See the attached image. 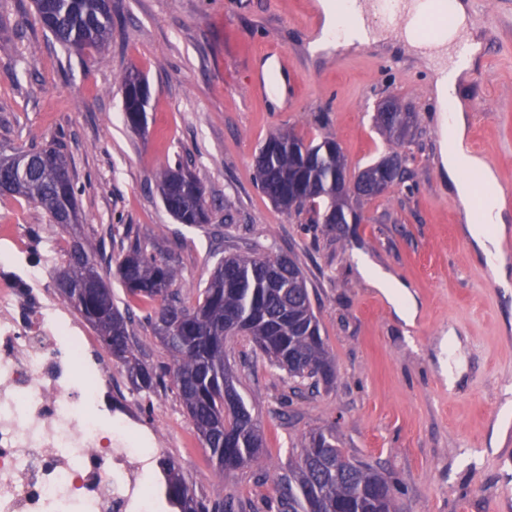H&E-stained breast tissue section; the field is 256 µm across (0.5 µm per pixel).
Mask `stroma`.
Segmentation results:
<instances>
[{
  "label": "stroma",
  "instance_id": "35a3bbf8",
  "mask_svg": "<svg viewBox=\"0 0 512 512\" xmlns=\"http://www.w3.org/2000/svg\"><path fill=\"white\" fill-rule=\"evenodd\" d=\"M314 2L112 0L110 40L77 53L44 31L32 0H0V155L60 142L88 254L105 267L129 239L162 242L180 257L186 300L220 251L285 255L302 269L334 383L298 393L248 337L224 347L264 431L265 463L220 475L176 392L151 397L146 413L198 497L276 512L274 480L297 442L330 429L347 454L385 474L401 512H512V281L494 279L449 187L431 73L397 46L314 50ZM482 2L469 14L480 50L457 94L466 135L502 191L512 188V0ZM269 48L288 58L280 107L255 91ZM132 69L150 87L141 134L124 121L121 79ZM391 94L418 115L401 149L409 176L363 202L361 223L317 224L311 208L285 213L261 193L254 157L278 131L335 138L352 170L387 154L373 116ZM177 160L201 181L210 223H178L164 207L156 175ZM2 224L35 226L47 245L71 241L23 200L0 199ZM372 269L408 289L409 312Z\"/></svg>",
  "mask_w": 512,
  "mask_h": 512
}]
</instances>
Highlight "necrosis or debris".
<instances>
[{"label":"necrosis or debris","mask_w":512,"mask_h":512,"mask_svg":"<svg viewBox=\"0 0 512 512\" xmlns=\"http://www.w3.org/2000/svg\"><path fill=\"white\" fill-rule=\"evenodd\" d=\"M0 512H160L166 443L46 283L47 256L0 236Z\"/></svg>","instance_id":"1"}]
</instances>
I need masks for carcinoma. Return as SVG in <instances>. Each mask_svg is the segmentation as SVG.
I'll use <instances>...</instances> for the list:
<instances>
[{"label": "carcinoma", "instance_id": "1", "mask_svg": "<svg viewBox=\"0 0 512 512\" xmlns=\"http://www.w3.org/2000/svg\"><path fill=\"white\" fill-rule=\"evenodd\" d=\"M41 26L62 45L82 52L103 48L112 33L111 0H34ZM144 76L122 80L124 117L139 132L145 127L150 94ZM391 112H376L378 132L400 146L414 135L417 115L390 97ZM346 158L335 139L319 142L280 131L270 135L255 157L256 179L265 196L282 211H300L324 202L322 223L346 219L347 201L336 193V175ZM158 188L168 212L181 224L211 220L202 183L182 162L164 167ZM79 188L59 144L33 145L0 157V196L40 206L52 224L73 230L81 223ZM115 275L128 297L119 306L103 269L72 237L67 259L55 269L60 296L96 332L112 361L127 373L144 400L161 389L176 391L210 459L222 473L266 458L265 440L237 389L224 390L233 375L224 364L230 336L251 338L270 366L298 385H328L334 361L320 336L307 281L297 263L257 251L218 259L205 287L189 305L180 288V259L168 248L129 242L116 261ZM145 312L152 335L166 349L167 363H150L133 331L137 312ZM300 454L280 479L277 512H399L394 496L376 486L387 478L351 459L336 435L319 430L304 437ZM165 497L178 512H239L229 497L213 504L197 497L173 462L162 463Z\"/></svg>", "mask_w": 512, "mask_h": 512}]
</instances>
